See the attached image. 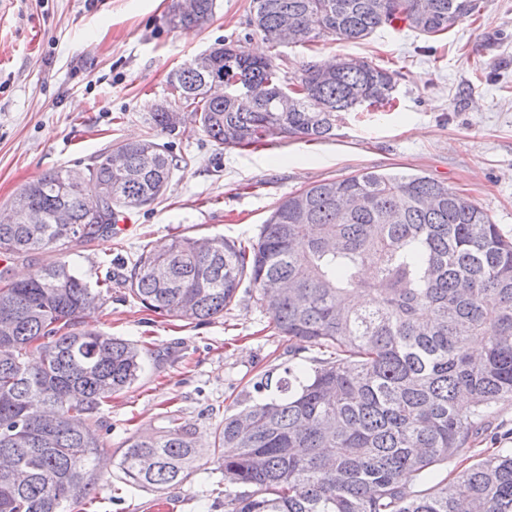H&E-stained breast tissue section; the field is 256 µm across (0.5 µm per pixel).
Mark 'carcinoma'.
Wrapping results in <instances>:
<instances>
[{
	"instance_id": "obj_1",
	"label": "carcinoma",
	"mask_w": 512,
	"mask_h": 512,
	"mask_svg": "<svg viewBox=\"0 0 512 512\" xmlns=\"http://www.w3.org/2000/svg\"><path fill=\"white\" fill-rule=\"evenodd\" d=\"M250 25L271 47L283 18L293 43L362 41L403 22L425 36L480 9V0H252ZM214 0H191L176 26L202 25ZM258 57L233 41L169 75L179 105L226 147L276 137L333 136L340 113L390 102L398 73L365 60L301 64ZM224 92L212 90L215 79ZM151 132L117 142L83 180L59 169L12 199L0 256L59 258L15 279L0 269V512H67L103 488L104 411L145 372L138 344L80 328L112 291L68 259L74 241L112 236L115 214L164 195L178 159L155 133L174 113L150 108ZM68 212L70 223H55ZM249 281L274 330L319 349L269 371L213 439L174 425L126 440L121 479L162 489L211 462L225 512H512V448L410 495L469 450L512 401V237L477 204L426 174L359 171L288 195L257 238L177 235L142 252L125 280L148 310L198 326L224 316ZM479 343L480 354L471 351Z\"/></svg>"
}]
</instances>
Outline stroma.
I'll return each instance as SVG.
<instances>
[{
	"label": "stroma",
	"mask_w": 512,
	"mask_h": 512,
	"mask_svg": "<svg viewBox=\"0 0 512 512\" xmlns=\"http://www.w3.org/2000/svg\"><path fill=\"white\" fill-rule=\"evenodd\" d=\"M170 0H0V206L23 185L82 170L106 147L144 136L151 104L168 102L170 72L221 39L278 52L288 73L305 62L357 56L399 76L391 105L343 113L335 136L222 148L194 115L158 135L188 166L163 197L133 210L120 238L72 243L90 279H112L101 309L83 320L143 345V376L106 408L111 452L88 512H224L219 471L161 491L124 484L117 462L131 435L171 422L210 440L225 411L264 371L287 365L294 344L278 335L248 286L223 317L183 325L146 308L123 280L142 247L179 234L255 239L277 204L309 184L367 169L424 173L481 206L512 236V0H482L479 14L427 39L402 26L353 43L318 40L270 49L249 24L251 0H216L192 33L165 22Z\"/></svg>",
	"instance_id": "obj_1"
}]
</instances>
